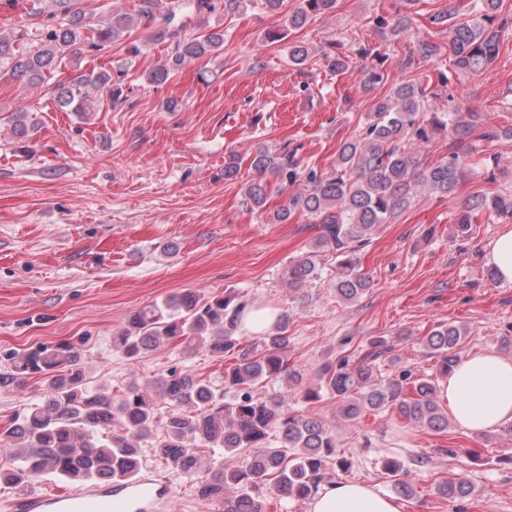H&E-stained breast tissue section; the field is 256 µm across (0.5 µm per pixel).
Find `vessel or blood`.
<instances>
[{
	"instance_id": "1",
	"label": "vessel or blood",
	"mask_w": 512,
	"mask_h": 512,
	"mask_svg": "<svg viewBox=\"0 0 512 512\" xmlns=\"http://www.w3.org/2000/svg\"><path fill=\"white\" fill-rule=\"evenodd\" d=\"M163 486L148 478L127 485H97L83 491L30 493L20 498L16 512H151L167 498Z\"/></svg>"
}]
</instances>
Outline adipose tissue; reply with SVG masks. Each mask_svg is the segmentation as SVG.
<instances>
[{
    "label": "adipose tissue",
    "instance_id": "adipose-tissue-1",
    "mask_svg": "<svg viewBox=\"0 0 512 512\" xmlns=\"http://www.w3.org/2000/svg\"><path fill=\"white\" fill-rule=\"evenodd\" d=\"M439 398L470 434L512 426V358L493 352L465 357L441 380ZM308 512H402V507L374 486L343 479L310 500Z\"/></svg>",
    "mask_w": 512,
    "mask_h": 512
}]
</instances>
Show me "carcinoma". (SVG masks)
<instances>
[{"mask_svg":"<svg viewBox=\"0 0 512 512\" xmlns=\"http://www.w3.org/2000/svg\"><path fill=\"white\" fill-rule=\"evenodd\" d=\"M81 2L51 0L46 22L32 33L24 27L9 34L0 31V73L32 87L42 85L64 61L84 50L109 47L140 24L171 41L167 62L147 75L154 84L165 83L185 63L224 49V30L202 21L195 34L179 36L172 29L176 13L172 8L160 11L161 0H139L134 15L114 7L94 22ZM219 2L231 11L239 0H189L184 7L202 16L213 13ZM500 3L471 0L468 19L459 22L458 6L448 0V8L431 16L432 22L448 25L449 59L460 72L478 74L499 56L503 32L512 22V17H501ZM336 5L337 0H299L288 15V29L303 28L311 18L335 11ZM377 23L389 42L409 28V17L399 14L390 21L381 16ZM310 57L307 45H288L292 64L301 66ZM323 60L338 73L350 63L334 43ZM383 80L378 65L366 68L362 91ZM117 96L109 69L82 76L75 90L56 88L59 107L72 112H86L95 101ZM440 99L436 86L416 74L396 84L390 95L373 104L362 133L340 144L329 172L302 165L294 150L255 149L249 169L257 178L245 182L244 204L252 210L264 208L265 178L273 175L279 184L299 189L273 212L272 220L283 223L302 212L317 230L311 250L288 267V288L295 299L304 300L307 287L321 279L323 256L329 253L336 266L328 287L342 304L358 301L373 286L362 269L361 252L375 230L409 209L420 188L442 198L454 192L470 171L468 159L481 152L479 143L500 137L501 131L487 124L482 113L460 108L442 112ZM9 122L20 140L38 127L23 111L11 114ZM439 134L452 136L448 160L423 162L419 148ZM491 213L512 218V193L471 195L457 213L459 232L467 233L479 216ZM253 309V302L236 289L209 296L185 293L135 311L113 337L116 350L132 362L171 343L217 361L227 359L220 386L173 367L149 389L132 384L116 395L92 384L82 340L7 353L0 388L21 392L34 382L45 387V394L42 401L15 413L0 431V442L13 449L9 467H0V483L22 486L46 475L78 483L121 482L137 475L141 449L149 448L195 485L201 499L224 505V512H268L272 504L313 498L334 470L347 472L351 460L340 453L336 435L320 417L291 408L281 394L260 391L280 381L300 386L308 373L289 363L291 314L286 311L259 336L260 353L239 349L243 321ZM467 334L465 327L453 323L435 326L420 339L435 361V373L403 368L388 381L378 379L377 364L383 360L395 367L399 356L394 346L373 338L356 360L320 365L317 383L303 391L302 400L314 404L325 392L339 402L346 420L390 408L411 425L444 432L448 415L439 404L438 379L461 360ZM228 392L233 393L230 401L224 400ZM381 468L396 492L412 494L403 462L386 457ZM471 493V486L460 479L437 488V494L452 500Z\"/></svg>","mask_w":512,"mask_h":512,"instance_id":"obj_1","label":"carcinoma"}]
</instances>
